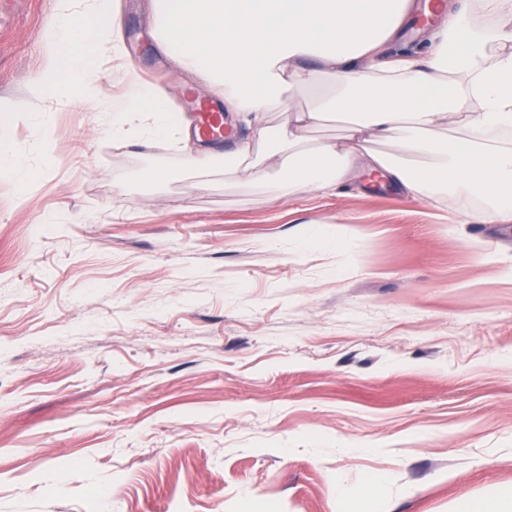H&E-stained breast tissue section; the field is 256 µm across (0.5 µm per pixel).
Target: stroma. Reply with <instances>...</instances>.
I'll return each instance as SVG.
<instances>
[{
    "instance_id": "1",
    "label": "stroma",
    "mask_w": 512,
    "mask_h": 512,
    "mask_svg": "<svg viewBox=\"0 0 512 512\" xmlns=\"http://www.w3.org/2000/svg\"><path fill=\"white\" fill-rule=\"evenodd\" d=\"M58 0H0V103ZM120 0L185 113L223 108ZM97 106L0 137V512H465L512 487V224L385 179L153 184Z\"/></svg>"
}]
</instances>
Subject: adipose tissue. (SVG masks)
Listing matches in <instances>:
<instances>
[{
    "label": "adipose tissue",
    "instance_id": "adipose-tissue-1",
    "mask_svg": "<svg viewBox=\"0 0 512 512\" xmlns=\"http://www.w3.org/2000/svg\"><path fill=\"white\" fill-rule=\"evenodd\" d=\"M153 10L160 48L202 75L248 129L223 153L225 179L262 183L275 173L287 192H330L375 173L422 201L456 199L459 223H512V0H441L414 54L397 49L408 0H153ZM42 37L46 63L0 123L52 96L93 100L100 63L125 50L115 0H60ZM318 76L332 92L296 108L290 89ZM274 105L291 118L287 134L268 123ZM331 114L346 119L345 137L310 144L305 131ZM104 115L116 138L165 141L187 130L150 84L107 102ZM273 139L272 164L252 161Z\"/></svg>",
    "mask_w": 512,
    "mask_h": 512
}]
</instances>
